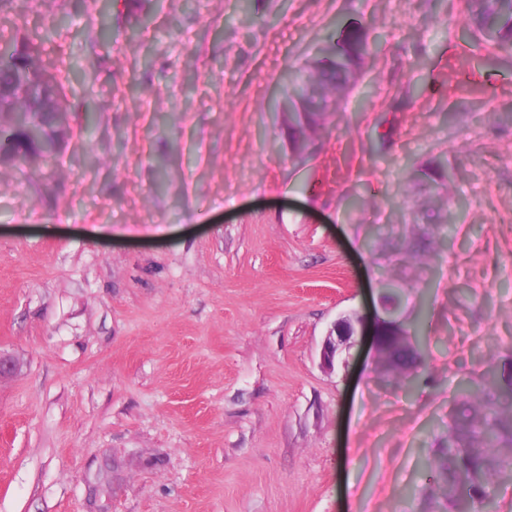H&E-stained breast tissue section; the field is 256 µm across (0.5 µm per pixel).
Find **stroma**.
Segmentation results:
<instances>
[{"label": "stroma", "instance_id": "35a3bbf8", "mask_svg": "<svg viewBox=\"0 0 512 512\" xmlns=\"http://www.w3.org/2000/svg\"><path fill=\"white\" fill-rule=\"evenodd\" d=\"M347 25L368 52L294 157L271 99ZM26 36L70 110L54 162L0 161V512H438L460 385L512 391V54L465 0H0ZM436 164L419 265L390 227ZM385 278L431 314L408 397L371 337L320 366ZM415 185L419 187L429 210L437 212L438 216L441 211L450 212L453 198L449 192V175L444 167L436 165L421 170L415 179ZM363 320L360 317L341 316L328 330L321 348V363L329 370H335L336 362L346 365L349 350L355 343L356 336L363 334ZM343 351L345 355L343 356Z\"/></svg>", "mask_w": 512, "mask_h": 512}]
</instances>
